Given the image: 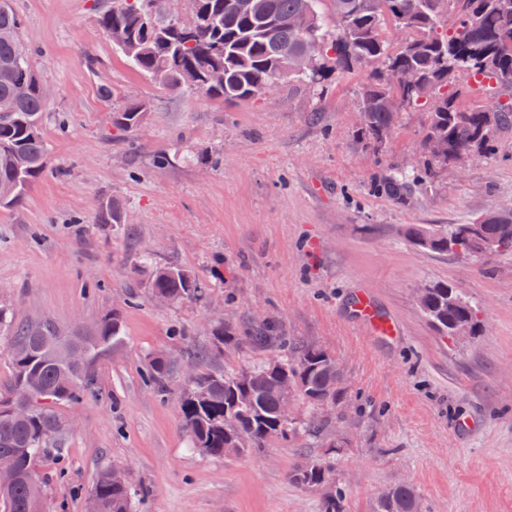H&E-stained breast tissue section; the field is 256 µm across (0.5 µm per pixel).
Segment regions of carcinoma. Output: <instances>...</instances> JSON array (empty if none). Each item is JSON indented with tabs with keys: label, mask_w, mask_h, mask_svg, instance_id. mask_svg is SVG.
Here are the masks:
<instances>
[{
	"label": "carcinoma",
	"mask_w": 512,
	"mask_h": 512,
	"mask_svg": "<svg viewBox=\"0 0 512 512\" xmlns=\"http://www.w3.org/2000/svg\"><path fill=\"white\" fill-rule=\"evenodd\" d=\"M172 0H112L95 16L105 34L118 29L127 36L120 51L130 65L172 93L195 91L236 102L266 94L274 83L288 79L321 94L333 76L351 74L372 64L374 72L360 84L355 106L360 115L356 134L363 147L379 154L408 109L428 110L419 162L408 168L389 167L369 190L400 205L410 200L436 170L456 163L467 153L484 154L496 136L512 132V0H330L336 31L322 23V0H194L201 25L186 31L173 25ZM454 15L447 26L448 15ZM402 26L398 43L389 30ZM22 19L11 0H0V208L16 209L29 199L45 172L46 143L42 135L41 73L32 65L20 40ZM310 51L314 70L297 72L294 53ZM405 71L416 74L410 87L391 78ZM23 80L26 94L16 96ZM494 81L492 106L468 104L462 88L479 93ZM149 105L129 102L112 113V125L133 133L146 120ZM440 141L446 153L431 152ZM100 224H119L122 212L108 198L99 204ZM407 235L419 248L455 256H470L483 241L498 243L496 252L512 251V211L491 209L464 224L444 227L415 224ZM148 288L171 302L196 300L204 287L178 266L152 271ZM425 316L444 335L466 336L477 323V309L446 285L419 294ZM13 338L8 390L0 397V455L13 458L17 481L0 489V512H42L44 483L34 474V462L64 455L58 442L61 424L54 406L76 402L94 391L92 359L122 336L118 312L107 313L87 332L62 333L45 320L19 321L0 306V334ZM245 345L264 354L240 370L214 369L195 375L178 399L179 422L195 447L214 458L264 448L274 439L313 436L325 423L343 421L339 408L348 386L336 357L329 351L284 334L266 318L237 330L212 329L208 345L193 351L202 358ZM167 365L154 357L145 379L166 393ZM288 382L294 400L307 412L292 423L281 419L280 389ZM335 460L304 456L288 471V480L309 490L335 483ZM135 491L125 474L102 469L96 478L90 512H133ZM420 500L408 483L392 486L377 500L373 512H419ZM320 512H344L336 490L325 495Z\"/></svg>",
	"instance_id": "carcinoma-1"
}]
</instances>
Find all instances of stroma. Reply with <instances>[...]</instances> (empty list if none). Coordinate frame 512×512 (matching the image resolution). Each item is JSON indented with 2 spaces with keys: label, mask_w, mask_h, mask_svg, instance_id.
I'll use <instances>...</instances> for the list:
<instances>
[{
  "label": "stroma",
  "mask_w": 512,
  "mask_h": 512,
  "mask_svg": "<svg viewBox=\"0 0 512 512\" xmlns=\"http://www.w3.org/2000/svg\"><path fill=\"white\" fill-rule=\"evenodd\" d=\"M102 2L12 0L52 95L46 173L26 205L0 209V304L67 331L112 310L123 320L120 341L93 360L96 394L54 407L66 454L36 464L46 512H89L96 476L112 465L147 488L136 512H319L321 492L288 470L330 454L347 512H371L400 482L422 512H512V253L440 255L406 238L412 224H461L512 204V133L403 207L367 185L388 165H411L427 114L405 112L383 153L364 148L354 100L369 68L320 95L285 81L248 102L174 95L96 28ZM130 99L150 111L128 135L111 112ZM161 154L168 164L157 165ZM104 196L122 223H98ZM170 264L206 284L201 300H154L150 271ZM434 284L477 307L473 335L449 339L428 321L417 295ZM360 290L397 335L359 318ZM263 317L341 363L347 421L331 438L345 447L274 441L221 459L193 449L175 412L189 373L256 355L241 345L197 361L189 346ZM155 356L169 364L163 395L142 377Z\"/></svg>",
  "instance_id": "stroma-1"
}]
</instances>
